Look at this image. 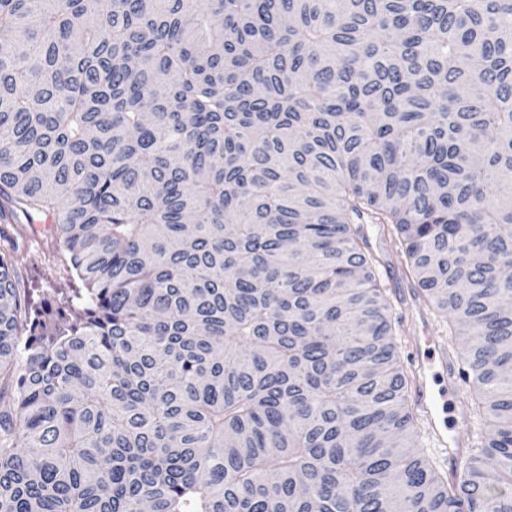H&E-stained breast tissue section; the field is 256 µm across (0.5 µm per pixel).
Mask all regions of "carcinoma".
I'll use <instances>...</instances> for the list:
<instances>
[{
  "label": "carcinoma",
  "instance_id": "1",
  "mask_svg": "<svg viewBox=\"0 0 512 512\" xmlns=\"http://www.w3.org/2000/svg\"><path fill=\"white\" fill-rule=\"evenodd\" d=\"M0 512H512V0H0ZM385 224L485 435L418 451ZM18 220L27 225V235L18 241V248L11 251L21 288H38L35 294L60 297L72 294L78 285L67 270L60 255L55 252L50 236V217L35 218L27 224L22 215Z\"/></svg>",
  "mask_w": 512,
  "mask_h": 512
}]
</instances>
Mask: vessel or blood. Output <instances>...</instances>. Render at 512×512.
Returning a JSON list of instances; mask_svg holds the SVG:
<instances>
[{
  "label": "vessel or blood",
  "mask_w": 512,
  "mask_h": 512,
  "mask_svg": "<svg viewBox=\"0 0 512 512\" xmlns=\"http://www.w3.org/2000/svg\"><path fill=\"white\" fill-rule=\"evenodd\" d=\"M407 355L414 366L411 395L422 408L427 435L434 445L448 456L449 468H457L462 451V426L450 427L442 423L447 396L456 392L459 371L456 358L449 353L443 340L424 335L409 344Z\"/></svg>",
  "instance_id": "1"
}]
</instances>
